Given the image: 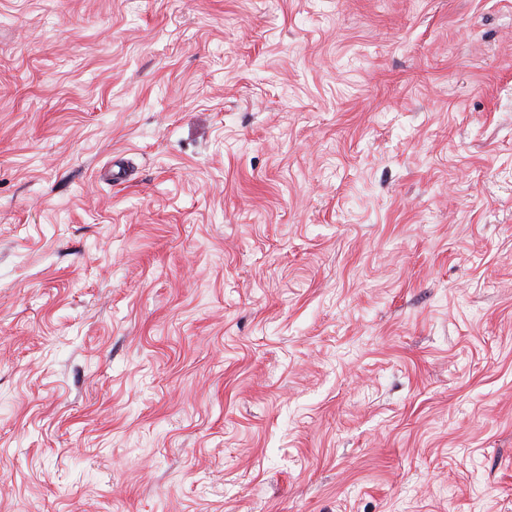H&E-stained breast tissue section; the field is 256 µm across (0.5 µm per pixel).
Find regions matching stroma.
Returning <instances> with one entry per match:
<instances>
[{
	"label": "stroma",
	"mask_w": 512,
	"mask_h": 512,
	"mask_svg": "<svg viewBox=\"0 0 512 512\" xmlns=\"http://www.w3.org/2000/svg\"><path fill=\"white\" fill-rule=\"evenodd\" d=\"M0 512H512V0H0Z\"/></svg>",
	"instance_id": "stroma-1"
}]
</instances>
